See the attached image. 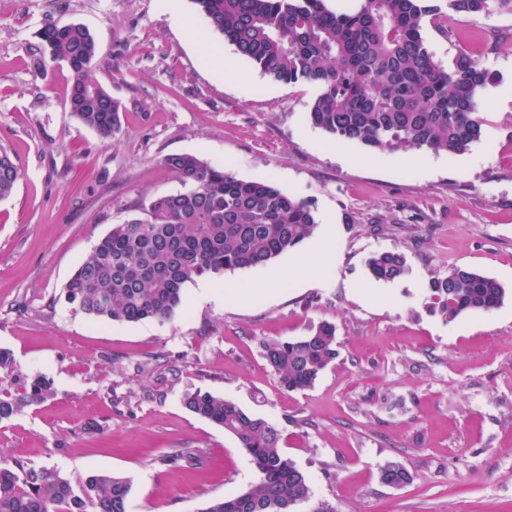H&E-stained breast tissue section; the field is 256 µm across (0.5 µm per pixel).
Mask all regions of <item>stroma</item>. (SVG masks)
Returning <instances> with one entry per match:
<instances>
[{
    "mask_svg": "<svg viewBox=\"0 0 512 512\" xmlns=\"http://www.w3.org/2000/svg\"><path fill=\"white\" fill-rule=\"evenodd\" d=\"M180 6L178 22L159 0H0V150L22 173L0 201V348L13 378L51 385L0 422V458L74 483L119 472L127 512H200L256 478L232 435L184 407L201 390L276 426L309 479L297 512H512V13L461 15L444 34L424 26L445 67L466 53L499 75L482 94L480 140L448 155L337 142L307 119L314 86L270 79L193 0ZM48 23L93 34L94 76L125 109L114 141L71 116L64 64L35 69ZM171 154L311 201L332 247L318 281L302 279L290 251L195 279L166 321L74 312L63 288L99 240L181 191L162 163ZM382 251L403 253L408 275L371 278L366 261ZM453 266L497 279L503 303L446 320L430 285ZM272 275L276 288L225 302V289ZM325 321L338 359L312 388L284 391L264 342ZM173 448L204 462L163 463ZM389 461L411 471L409 485L381 483Z\"/></svg>",
    "mask_w": 512,
    "mask_h": 512,
    "instance_id": "stroma-1",
    "label": "stroma"
}]
</instances>
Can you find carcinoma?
<instances>
[{
    "label": "carcinoma",
    "instance_id": "obj_1",
    "mask_svg": "<svg viewBox=\"0 0 512 512\" xmlns=\"http://www.w3.org/2000/svg\"><path fill=\"white\" fill-rule=\"evenodd\" d=\"M211 27L238 54L278 82L318 87L308 119L340 141L370 149H427L461 154L481 138V94L498 73L469 55L453 68L435 62L422 37L423 20L461 13L512 12V0H359L337 12L326 0H193ZM50 58L72 73L69 111L81 125L110 141L121 132V106L93 76L98 47L80 24H45L38 33ZM184 186L156 196L149 207L112 225L64 286L67 302L92 320L137 323L167 320L195 279L272 264L310 238L312 205L265 179H239L198 157L163 159ZM18 166L0 151V201L12 196ZM370 276L394 282L409 272L396 251L372 254ZM441 315L452 321L488 312L503 302L498 280L452 267L431 282ZM339 355L336 327L322 322L306 335L264 343L263 356L287 391L305 390ZM49 384L35 379L13 392L0 389V421L43 400ZM194 415L224 428L251 457L257 479L241 492L209 501L199 512H295L310 499L307 475L285 457L279 430L210 392L183 397ZM169 464L199 465L190 448H174ZM130 481L114 472L78 485L55 469L0 461V512H127Z\"/></svg>",
    "mask_w": 512,
    "mask_h": 512
}]
</instances>
